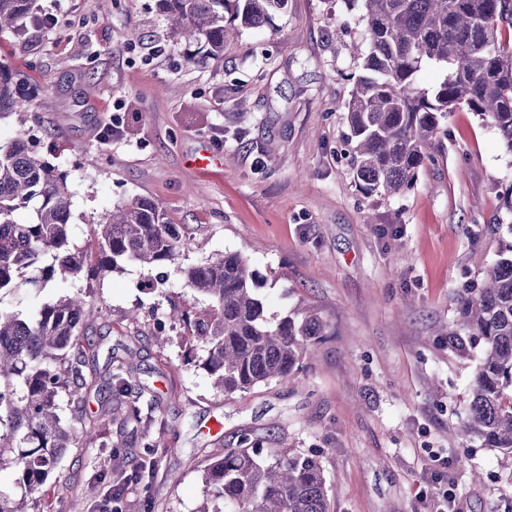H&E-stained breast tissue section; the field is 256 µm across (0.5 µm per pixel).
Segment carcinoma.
Segmentation results:
<instances>
[{"label": "carcinoma", "instance_id": "cac0c4a2", "mask_svg": "<svg viewBox=\"0 0 512 512\" xmlns=\"http://www.w3.org/2000/svg\"><path fill=\"white\" fill-rule=\"evenodd\" d=\"M362 2L366 47L347 103L359 187L368 195L410 188L442 121L464 107L490 122L512 154V0ZM157 6L174 45L202 41L207 54L220 56L229 33L263 27L288 0H157ZM36 19V0H0V32L21 36ZM431 65L444 78L424 87L420 73ZM18 85L17 74L0 61V113L24 107ZM33 200L34 217L14 221ZM70 219L67 176L22 138L0 143V473L10 470L22 491L17 498L0 487V512H38L34 495L67 449L108 447L118 414L125 422L141 420L138 384L112 372L117 357L110 352L103 380L116 405L101 407L96 425H82L86 368L99 351L80 341L95 315L81 289L25 317L1 305L23 288L79 278L87 260L69 249ZM96 245L92 274L104 277L125 261L147 270L172 263L190 241L155 202L133 198L97 225ZM183 275L203 306L192 314L175 308L168 318L190 328L202 365L226 395L295 380L309 350L328 335L329 323L315 309L269 322L257 275L237 252L187 267ZM454 301L458 319L441 335L460 350L468 342L483 347L463 432L512 453V243L479 280L457 289ZM63 395L69 422L61 416ZM196 512H331L329 485L318 456L285 449L268 461L260 440L245 435L211 463Z\"/></svg>", "mask_w": 512, "mask_h": 512}]
</instances>
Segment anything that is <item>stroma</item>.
I'll return each instance as SVG.
<instances>
[{
	"label": "stroma",
	"instance_id": "1",
	"mask_svg": "<svg viewBox=\"0 0 512 512\" xmlns=\"http://www.w3.org/2000/svg\"><path fill=\"white\" fill-rule=\"evenodd\" d=\"M39 4L56 24L0 34V57L34 106L0 116V141L25 133L67 173L70 248L94 256L96 224L134 197L192 242L176 263H126L89 282L99 316L88 337L141 385L140 421L112 440L161 447L125 456L124 470L144 478L119 512H195L216 450L245 434L272 452H319L332 512H432L442 500L453 512H512V455L462 431L480 351L455 352L437 334L455 318L456 288L512 243L502 207L512 155L491 124L451 113L414 186L370 196L346 144L359 0H288L219 58L174 48L157 0ZM204 148L206 169L194 163ZM227 251L258 271L271 321L312 307L330 323L300 384L224 395L168 322L171 305L192 302L182 267ZM111 470V449H68L41 512H106L110 485L97 477Z\"/></svg>",
	"mask_w": 512,
	"mask_h": 512
}]
</instances>
